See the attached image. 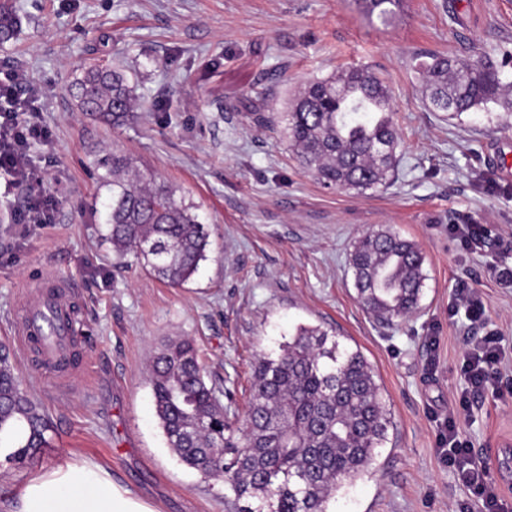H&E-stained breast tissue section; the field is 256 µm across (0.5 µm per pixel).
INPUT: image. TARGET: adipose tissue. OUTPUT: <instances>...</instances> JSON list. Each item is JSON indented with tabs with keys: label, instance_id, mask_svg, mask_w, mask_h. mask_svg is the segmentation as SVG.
<instances>
[{
	"label": "adipose tissue",
	"instance_id": "obj_1",
	"mask_svg": "<svg viewBox=\"0 0 512 512\" xmlns=\"http://www.w3.org/2000/svg\"><path fill=\"white\" fill-rule=\"evenodd\" d=\"M13 512H157L154 505L113 482L108 471L68 463L31 478Z\"/></svg>",
	"mask_w": 512,
	"mask_h": 512
}]
</instances>
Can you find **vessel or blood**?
Listing matches in <instances>:
<instances>
[{"label": "vessel or blood", "instance_id": "1", "mask_svg": "<svg viewBox=\"0 0 512 512\" xmlns=\"http://www.w3.org/2000/svg\"><path fill=\"white\" fill-rule=\"evenodd\" d=\"M73 288L68 281H58L55 290L43 288L41 282L33 281L24 302L15 317V333L19 342L31 344L33 337H44L42 357L52 365L55 372H64L59 354L67 347L74 333V325L64 318L68 308V297Z\"/></svg>", "mask_w": 512, "mask_h": 512}]
</instances>
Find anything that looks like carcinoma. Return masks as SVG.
Listing matches in <instances>:
<instances>
[{"mask_svg":"<svg viewBox=\"0 0 512 512\" xmlns=\"http://www.w3.org/2000/svg\"><path fill=\"white\" fill-rule=\"evenodd\" d=\"M368 15L387 24L400 0H362ZM18 28L8 2H0V42ZM428 54L414 65L424 79L428 107L458 117L492 112L503 97L496 64ZM82 112L114 126L125 124L137 98L125 71L97 63L71 85ZM390 93L363 67L307 84L276 113L300 165L323 185L363 193L391 184L400 139ZM101 183L112 192L105 238L113 257L142 260L159 279L182 285L206 259L209 229L193 206L121 151L95 159ZM424 256L413 241L387 229L360 236L350 253L359 304L380 323L420 310L426 275ZM155 415L167 444L188 467L209 468L211 452L222 450L229 512H329L346 483L375 461L392 426L375 372L363 353L340 347L319 327L299 326L275 356L256 359L245 427L237 429L208 384L193 341L175 342L152 360ZM52 422L30 396L5 352L0 353V444L5 462H31L50 447Z\"/></svg>","mask_w":512,"mask_h":512,"instance_id":"carcinoma-1","label":"carcinoma"}]
</instances>
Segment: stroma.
Listing matches in <instances>:
<instances>
[{
    "mask_svg": "<svg viewBox=\"0 0 512 512\" xmlns=\"http://www.w3.org/2000/svg\"><path fill=\"white\" fill-rule=\"evenodd\" d=\"M18 36L0 70L19 69L51 133L32 154L56 199L50 223L19 224L28 192L0 174V344L53 424L52 446L22 466L0 464V512L35 474L87 460L154 500L159 512H225L224 486L204 480L166 444L151 394V355L192 338L230 417L247 409L256 355L277 356L301 325L334 332L373 366L392 415L370 469L330 512H482L437 448L461 365L477 333L450 307L482 292L485 332L506 351L498 391L460 429L512 508L498 459L512 443V126L500 112L458 118L426 107L413 58H463L480 43L512 81V0H402L389 24L357 0H10ZM135 73L138 107L115 127L79 111L68 87L94 61ZM351 65L390 89L401 133L389 186L360 194L323 187L294 159L281 127L258 123L300 87ZM117 148L171 186L210 229L207 258L171 286L135 262L116 266L105 241L111 201L93 162ZM481 224L479 250L450 227ZM388 228L414 241L427 279L421 309L386 325L356 298L348 257L362 234ZM71 281L82 341L66 379L14 336L28 282Z\"/></svg>",
    "mask_w": 512,
    "mask_h": 512,
    "instance_id": "1",
    "label": "stroma"
}]
</instances>
